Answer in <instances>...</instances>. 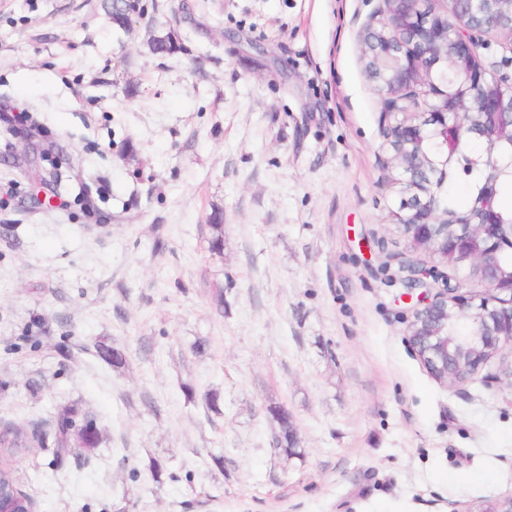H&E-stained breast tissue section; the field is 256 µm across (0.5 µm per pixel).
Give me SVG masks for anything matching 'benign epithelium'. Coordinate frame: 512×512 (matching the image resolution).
Segmentation results:
<instances>
[{"label":"benign epithelium","mask_w":512,"mask_h":512,"mask_svg":"<svg viewBox=\"0 0 512 512\" xmlns=\"http://www.w3.org/2000/svg\"><path fill=\"white\" fill-rule=\"evenodd\" d=\"M502 34L512 53V0H447L442 12L427 0H379L364 29L362 54L376 84L384 117L402 116L386 129L399 169L400 201L393 213L410 253L437 257L455 270L478 273L489 293L462 291L454 277L432 275L407 261L402 271L416 296L410 342L428 372L456 384L477 375L504 347L512 348V273L500 265L512 250V226L495 208L501 175L512 174V56L491 61L486 36ZM487 143L480 155L467 153L469 136ZM464 162L484 171L473 212L446 213L459 225L440 231V199L434 183L447 180L448 164ZM459 312L472 324L464 350L448 336V319Z\"/></svg>","instance_id":"1"}]
</instances>
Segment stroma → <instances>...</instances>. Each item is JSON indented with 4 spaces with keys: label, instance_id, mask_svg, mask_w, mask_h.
Wrapping results in <instances>:
<instances>
[{
    "label": "stroma",
    "instance_id": "35a3bbf8",
    "mask_svg": "<svg viewBox=\"0 0 512 512\" xmlns=\"http://www.w3.org/2000/svg\"><path fill=\"white\" fill-rule=\"evenodd\" d=\"M142 3L121 29L103 0H0V421L67 409L99 434L60 461L15 456L37 512H482L512 495L501 357L446 385L409 343L360 44L378 0ZM169 28L181 52L153 53Z\"/></svg>",
    "mask_w": 512,
    "mask_h": 512
}]
</instances>
